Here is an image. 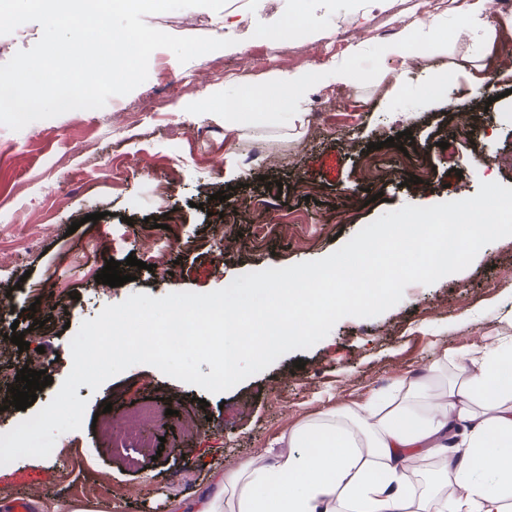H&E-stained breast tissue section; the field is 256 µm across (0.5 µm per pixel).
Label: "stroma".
Returning <instances> with one entry per match:
<instances>
[{
    "label": "stroma",
    "mask_w": 512,
    "mask_h": 512,
    "mask_svg": "<svg viewBox=\"0 0 512 512\" xmlns=\"http://www.w3.org/2000/svg\"><path fill=\"white\" fill-rule=\"evenodd\" d=\"M440 0H227L146 16L175 36L235 38L180 63L166 48L147 80L97 110H74L14 131L0 124V281L12 287L0 336L18 328L29 350L0 348V402L40 357L53 378L33 406L0 412L7 432L48 404L72 367L70 340L106 306L144 292L208 293L240 274L324 258L383 213L475 195L480 183L512 188V69L499 68L459 6ZM440 21L437 45L412 43L417 68L382 53L415 21ZM339 62L358 74L345 88L313 80L299 99L256 108L224 128V100L260 88L276 69L315 73ZM493 76L471 88L469 71ZM401 92H394L395 83ZM303 111L316 126L295 128ZM399 140L386 146L387 138ZM335 154L334 174L320 170ZM426 176L424 185L415 179ZM229 192L220 201L216 192ZM101 213L97 223L87 215ZM162 262L144 265L152 256ZM142 260L130 282L97 283L106 260ZM35 308L34 317L23 316ZM512 340V237L484 246L467 269L406 287L374 318L346 317L309 350L280 357L229 391L206 395L147 365L98 390L77 389L83 427L60 435L49 457L0 466V512L38 491V507L71 512H190L218 493L216 478L281 450L297 423L365 402L385 403L416 374L456 365L485 337ZM303 368H296V361ZM171 413L142 427L162 449L103 444L96 413L129 422L146 398Z\"/></svg>",
    "instance_id": "stroma-1"
}]
</instances>
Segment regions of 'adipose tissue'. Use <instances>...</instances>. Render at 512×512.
Here are the masks:
<instances>
[{
	"label": "adipose tissue",
	"mask_w": 512,
	"mask_h": 512,
	"mask_svg": "<svg viewBox=\"0 0 512 512\" xmlns=\"http://www.w3.org/2000/svg\"><path fill=\"white\" fill-rule=\"evenodd\" d=\"M299 70H277L264 92L245 100L275 103L302 95ZM512 344L486 337L445 386L415 377L385 407L365 403L289 429L274 462L249 461L225 472L223 497L196 512H505L512 498ZM439 460L456 492L413 489L416 461Z\"/></svg>",
	"instance_id": "adipose-tissue-1"
}]
</instances>
